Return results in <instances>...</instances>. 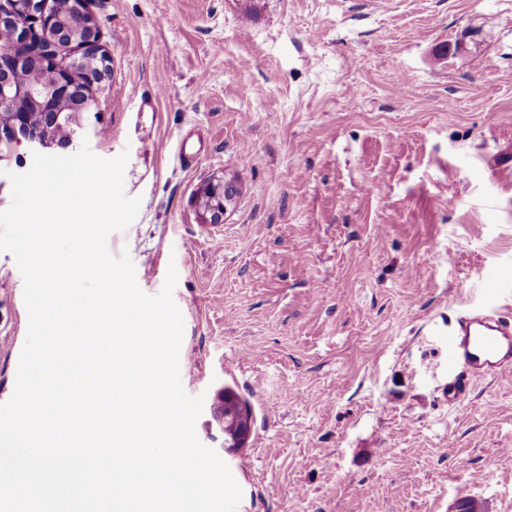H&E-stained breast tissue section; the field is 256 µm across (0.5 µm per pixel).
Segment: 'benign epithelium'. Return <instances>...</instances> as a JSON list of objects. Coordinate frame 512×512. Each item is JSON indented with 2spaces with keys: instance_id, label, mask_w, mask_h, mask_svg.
Returning a JSON list of instances; mask_svg holds the SVG:
<instances>
[{
  "instance_id": "7a95c632",
  "label": "benign epithelium",
  "mask_w": 512,
  "mask_h": 512,
  "mask_svg": "<svg viewBox=\"0 0 512 512\" xmlns=\"http://www.w3.org/2000/svg\"><path fill=\"white\" fill-rule=\"evenodd\" d=\"M87 0H6L0 29L11 32L0 49V136L23 137L36 147L68 146L80 116L100 111L93 87L107 76L108 57L98 44ZM37 69L43 79L18 74ZM235 196L232 182L205 185L201 198L216 222Z\"/></svg>"
}]
</instances>
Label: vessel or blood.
<instances>
[{
    "label": "vessel or blood",
    "mask_w": 512,
    "mask_h": 512,
    "mask_svg": "<svg viewBox=\"0 0 512 512\" xmlns=\"http://www.w3.org/2000/svg\"><path fill=\"white\" fill-rule=\"evenodd\" d=\"M512 370V307L490 287L484 302L448 319V384L443 393L461 408L472 384Z\"/></svg>",
    "instance_id": "obj_1"
}]
</instances>
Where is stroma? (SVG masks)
I'll return each instance as SVG.
<instances>
[{"label": "stroma", "instance_id": "obj_1", "mask_svg": "<svg viewBox=\"0 0 512 512\" xmlns=\"http://www.w3.org/2000/svg\"><path fill=\"white\" fill-rule=\"evenodd\" d=\"M88 0L109 75L98 114L53 154L129 158L135 220L112 232L136 282L184 320L199 441L236 512H512V373L448 382L449 314L485 280L512 297V0ZM406 85L395 82L398 74ZM0 142L9 173L32 165ZM233 178L211 222L199 202ZM0 252V403L28 332ZM232 392L252 412L224 447ZM235 196V187L232 182L218 180L217 183H208L201 192V198L205 209L211 213V220L217 222L227 206L230 205Z\"/></svg>", "mask_w": 512, "mask_h": 512}]
</instances>
